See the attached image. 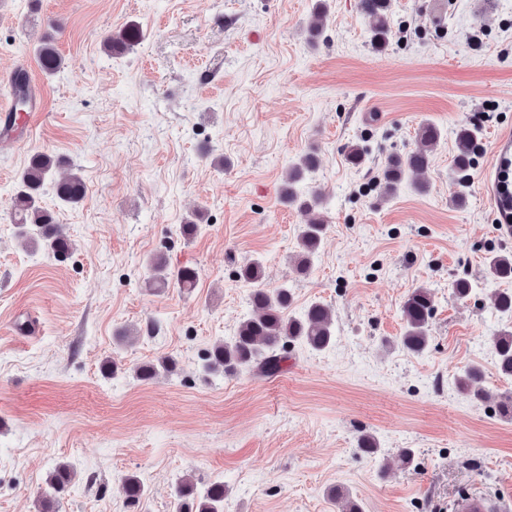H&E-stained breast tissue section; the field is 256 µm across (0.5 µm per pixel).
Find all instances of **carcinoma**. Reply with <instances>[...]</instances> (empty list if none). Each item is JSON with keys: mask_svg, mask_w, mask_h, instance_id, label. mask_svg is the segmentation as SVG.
Listing matches in <instances>:
<instances>
[{"mask_svg": "<svg viewBox=\"0 0 512 512\" xmlns=\"http://www.w3.org/2000/svg\"><path fill=\"white\" fill-rule=\"evenodd\" d=\"M358 9L372 22V41L381 48L385 45L389 33L392 0H358ZM139 40L135 28L125 31L118 41L107 38L104 49L109 52L131 50ZM36 54L42 71L54 75L63 69V58L56 48L53 38L44 40ZM16 111H27L32 100V91L28 76L19 71L13 78ZM419 148L404 155H395L387 160L383 171L382 193L386 196L396 192L403 178L413 172L424 170L429 163V155L441 138V131L430 123L420 125L416 132ZM475 141L474 129L464 126L455 136L456 154L454 167L463 172L471 165ZM61 159L47 154L34 153L22 170L15 194L12 198L14 224L25 233L30 243L41 248L57 259L67 257L73 249L69 236L62 225L56 223L52 211L42 205V192L48 179L60 165ZM316 165L314 155L308 153L299 158L288 173V187L284 196L288 203L309 213L319 204L320 197L312 193L302 197L295 184L303 180L305 172ZM58 200L67 205L80 203L85 197V183L80 173L71 174L66 180L55 184ZM326 225L317 219H311L300 225L298 230V251L292 261L298 274L306 275L314 263L321 248ZM151 281L165 283L175 281L181 288L189 290L195 287L197 271L184 267L172 273L166 260L156 256L150 262ZM486 272L498 280L512 279V255H493L487 258ZM241 277L252 284L249 301L255 313L243 318L231 339L218 340L203 358V371L207 374L221 375L225 378L235 376L243 369H254L263 376L273 377L284 369L285 357L280 354L284 343L299 340L310 350L321 352L328 349L335 340V318L333 310L320 302L308 305L299 315L290 314L293 294L290 288H267L263 285V266L261 261L252 260L241 269ZM434 310V296L430 289L418 287L412 289L402 304L404 327L400 344L411 354L422 353L429 344L428 327ZM492 345L497 357L500 372L512 377V324L498 330L492 337ZM173 359H165L159 365H141L135 371V377L141 382L153 380L159 370L171 371L175 368ZM483 372L478 366L469 367L458 379L461 391L470 395L475 402L487 398L480 386ZM73 470L60 464L53 468L48 476V485L53 495L43 499L44 512H50L58 498L71 486ZM126 507L129 512H142L146 498L144 485L134 476L125 480ZM224 482L213 481L197 489L194 483L183 480L174 491V512H224Z\"/></svg>", "mask_w": 512, "mask_h": 512, "instance_id": "obj_1", "label": "carcinoma"}]
</instances>
